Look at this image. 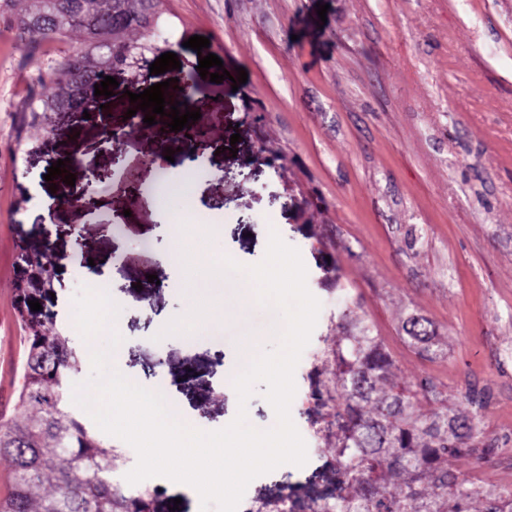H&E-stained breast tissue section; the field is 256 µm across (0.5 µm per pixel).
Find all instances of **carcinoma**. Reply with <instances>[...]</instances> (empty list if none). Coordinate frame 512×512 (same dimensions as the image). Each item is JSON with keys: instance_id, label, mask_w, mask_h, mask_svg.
Wrapping results in <instances>:
<instances>
[{"instance_id": "obj_1", "label": "carcinoma", "mask_w": 512, "mask_h": 512, "mask_svg": "<svg viewBox=\"0 0 512 512\" xmlns=\"http://www.w3.org/2000/svg\"><path fill=\"white\" fill-rule=\"evenodd\" d=\"M53 9L69 12L73 22L63 29L29 25L32 12ZM166 11V0H0V16L31 49L77 42L39 71L37 82L50 93L23 103L28 124H46L61 111L56 101L85 78L86 62L96 60L103 73L131 63L134 50H161L148 32ZM21 323L24 383L10 419L0 422V459L9 464L0 477V512H151L154 490L130 497L112 485V443L74 410L64 376L80 370L83 356L51 320L37 331L24 316ZM336 327L344 332L328 352L335 364L323 363L331 388L322 405L336 426L338 487L322 512H470L482 491L458 479L451 460L475 447L474 419L450 417L446 409L418 413L427 386L393 383L391 356L370 326L345 309ZM409 334L416 344L432 339L417 319Z\"/></svg>"}]
</instances>
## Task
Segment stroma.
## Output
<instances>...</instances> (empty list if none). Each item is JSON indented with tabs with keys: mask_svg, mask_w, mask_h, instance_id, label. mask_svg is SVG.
Masks as SVG:
<instances>
[{
	"mask_svg": "<svg viewBox=\"0 0 512 512\" xmlns=\"http://www.w3.org/2000/svg\"><path fill=\"white\" fill-rule=\"evenodd\" d=\"M328 5L318 17V5ZM169 28L155 32L177 54L197 88L200 112L191 161L194 192L181 179L186 150L166 160L167 140L129 139L113 164L97 119L29 151L20 106L42 93L35 78L62 48L28 51L0 17V390L22 362L17 288L20 249L51 246L65 265L107 273L120 306L123 338L115 355L131 381L163 389L173 412L196 428L226 427L237 414L232 385L246 343L276 347L280 320L257 304L246 275L222 287L169 261L174 217L206 219L184 245L196 265L228 256L260 263L270 232L297 248L306 284L321 310L294 371L291 419L300 435L323 424L314 401L313 353L337 336L331 314L350 309L373 327L394 360L400 385L427 383L431 414H476L473 454L453 459L459 478L512 490V0H169ZM210 41L227 71L248 80L201 78L189 37ZM264 111L284 159L267 166L250 115ZM236 151H229L231 135ZM152 175L140 180L144 157ZM82 175L81 161L111 170L96 202L50 201L44 176L56 161ZM313 187L325 210L315 222L288 199L289 184ZM155 275L157 283L147 282ZM80 277L58 275L37 293L43 316L67 327L72 347L89 354L74 323ZM423 318L438 345H413L411 317ZM482 405L472 404V397ZM333 439L308 450L304 466L285 464L256 477L249 499L281 497L306 506L336 486Z\"/></svg>",
	"mask_w": 512,
	"mask_h": 512,
	"instance_id": "1",
	"label": "stroma"
}]
</instances>
